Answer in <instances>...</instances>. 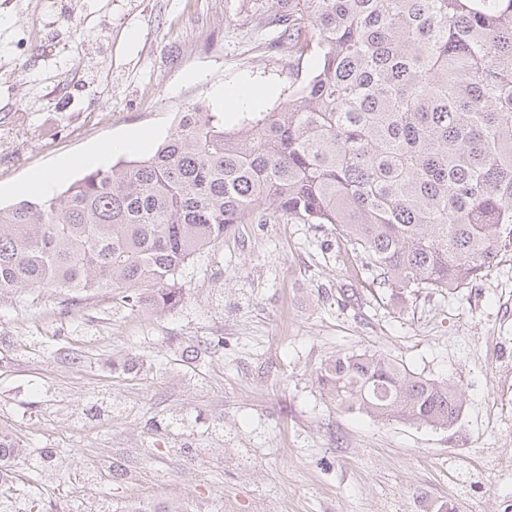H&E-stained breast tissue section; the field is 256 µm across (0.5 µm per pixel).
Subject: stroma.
<instances>
[{
  "instance_id": "1",
  "label": "stroma",
  "mask_w": 512,
  "mask_h": 512,
  "mask_svg": "<svg viewBox=\"0 0 512 512\" xmlns=\"http://www.w3.org/2000/svg\"><path fill=\"white\" fill-rule=\"evenodd\" d=\"M255 0H0V203L65 158L149 129L150 155L215 90L267 112L294 62ZM221 111V110H220ZM156 311L117 293L0 295V512H512V245L458 288L396 300L330 224H240ZM373 350L463 394L446 429L336 408L316 372ZM41 459L31 467V459ZM265 94V90H259L254 86L243 87L227 96H224V93H219L220 96L224 97V108L228 110L253 107Z\"/></svg>"
}]
</instances>
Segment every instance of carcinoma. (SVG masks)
I'll return each instance as SVG.
<instances>
[{"mask_svg":"<svg viewBox=\"0 0 512 512\" xmlns=\"http://www.w3.org/2000/svg\"><path fill=\"white\" fill-rule=\"evenodd\" d=\"M316 67L233 129L195 105L145 158L0 207V294L119 291L155 310L238 224H331L396 294L458 288L512 244V0H264ZM316 380L337 408L449 428L459 388L371 351ZM16 444L0 434L3 464Z\"/></svg>","mask_w":512,"mask_h":512,"instance_id":"carcinoma-1","label":"carcinoma"}]
</instances>
